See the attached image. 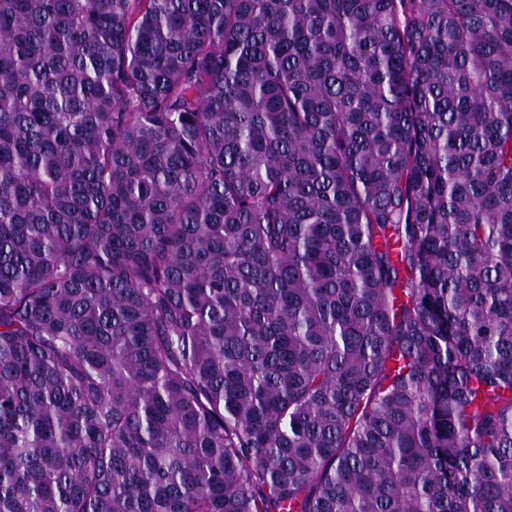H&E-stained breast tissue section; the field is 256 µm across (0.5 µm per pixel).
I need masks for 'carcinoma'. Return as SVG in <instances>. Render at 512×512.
Returning a JSON list of instances; mask_svg holds the SVG:
<instances>
[{"label": "carcinoma", "instance_id": "obj_1", "mask_svg": "<svg viewBox=\"0 0 512 512\" xmlns=\"http://www.w3.org/2000/svg\"><path fill=\"white\" fill-rule=\"evenodd\" d=\"M0 512H512V0H0Z\"/></svg>", "mask_w": 512, "mask_h": 512}]
</instances>
